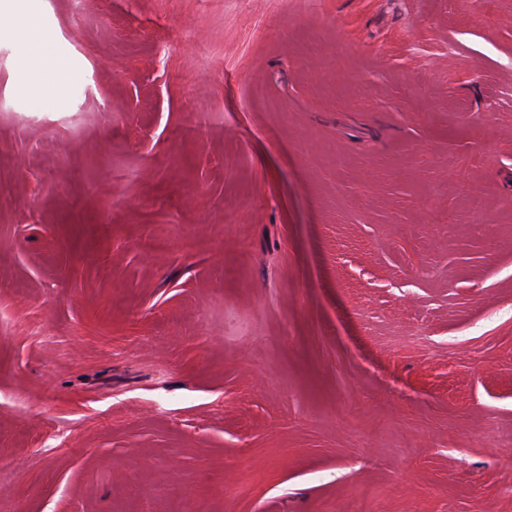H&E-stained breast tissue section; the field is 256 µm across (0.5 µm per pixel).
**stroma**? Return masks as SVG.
I'll list each match as a JSON object with an SVG mask.
<instances>
[{"instance_id": "stroma-1", "label": "stroma", "mask_w": 512, "mask_h": 512, "mask_svg": "<svg viewBox=\"0 0 512 512\" xmlns=\"http://www.w3.org/2000/svg\"><path fill=\"white\" fill-rule=\"evenodd\" d=\"M25 3L0 512H512V0ZM12 32L21 45H35L40 59L38 79L46 90H53L55 77L67 68V60L58 52L53 37L31 26L13 28Z\"/></svg>"}]
</instances>
